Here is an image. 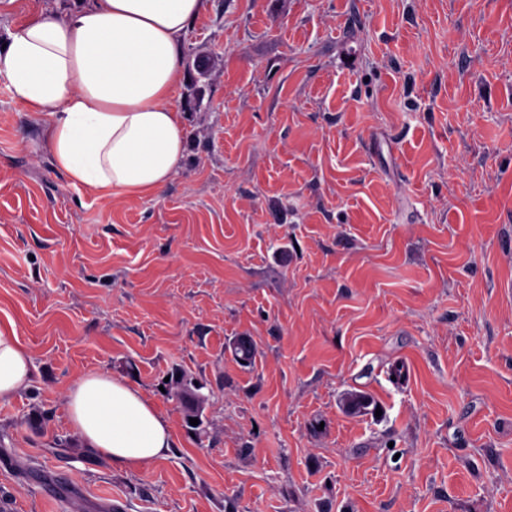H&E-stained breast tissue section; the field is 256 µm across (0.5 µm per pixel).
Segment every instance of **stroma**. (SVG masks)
<instances>
[{"mask_svg":"<svg viewBox=\"0 0 512 512\" xmlns=\"http://www.w3.org/2000/svg\"><path fill=\"white\" fill-rule=\"evenodd\" d=\"M82 3L0 0V45ZM183 52L181 167L116 202L0 75V328L35 373L0 512H512V0H206ZM87 371L168 415L166 459L83 444Z\"/></svg>","mask_w":512,"mask_h":512,"instance_id":"stroma-1","label":"stroma"}]
</instances>
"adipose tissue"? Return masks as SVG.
<instances>
[{
  "label": "adipose tissue",
  "instance_id": "adipose-tissue-1",
  "mask_svg": "<svg viewBox=\"0 0 512 512\" xmlns=\"http://www.w3.org/2000/svg\"><path fill=\"white\" fill-rule=\"evenodd\" d=\"M205 0H86L59 18L35 17L0 53L12 95L47 127L46 147L72 184L115 199L159 193L184 157L172 107L184 38ZM33 363L0 329V401L28 390ZM67 419L112 466L137 470L167 458L172 426L139 386L88 371L67 394Z\"/></svg>",
  "mask_w": 512,
  "mask_h": 512
}]
</instances>
